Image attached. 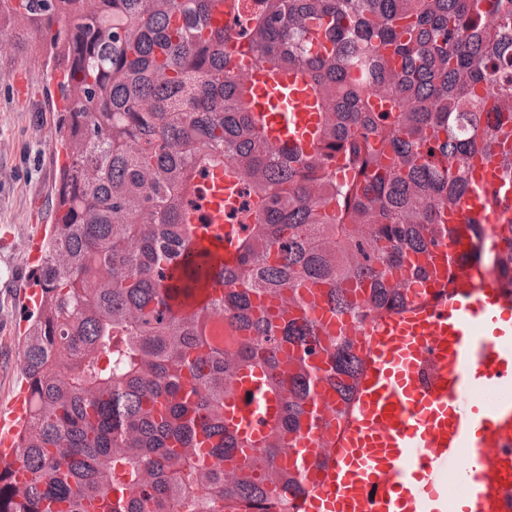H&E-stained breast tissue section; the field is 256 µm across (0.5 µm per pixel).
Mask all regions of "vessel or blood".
<instances>
[{
  "instance_id": "vessel-or-blood-1",
  "label": "vessel or blood",
  "mask_w": 512,
  "mask_h": 512,
  "mask_svg": "<svg viewBox=\"0 0 512 512\" xmlns=\"http://www.w3.org/2000/svg\"><path fill=\"white\" fill-rule=\"evenodd\" d=\"M224 51L268 147L311 150V97L269 96L271 87L292 85L291 75L252 70L244 42L228 41ZM494 172V158H486L428 279L411 285L404 307L358 324L336 318L361 371L351 402L320 387L314 421L286 437L290 451L279 462L306 488L296 512H512V288L463 260L472 249L471 221L494 228L512 217L493 204ZM204 183L209 203L189 216L192 247L235 263L224 213L240 203L238 181L219 165ZM234 386L226 413L245 445L219 460L227 471L247 466L267 444L284 406L280 393L262 390L248 374Z\"/></svg>"
}]
</instances>
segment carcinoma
<instances>
[{
	"label": "carcinoma",
	"mask_w": 512,
	"mask_h": 512,
	"mask_svg": "<svg viewBox=\"0 0 512 512\" xmlns=\"http://www.w3.org/2000/svg\"><path fill=\"white\" fill-rule=\"evenodd\" d=\"M215 2L0 0V21L58 24L46 50L69 101L45 298L22 341L25 479L0 470V512H292L305 488L278 466L282 443L239 474L209 463L242 447L224 424L233 377L276 380L277 434L300 427L324 381L350 401L349 339L324 348L325 369L307 363L323 328L290 317L305 290L357 322L402 308L398 277L428 278L474 160L499 148L512 182V0H259L235 29L212 24ZM229 39L253 69L311 80L313 154L266 147ZM218 163L265 201L233 266L193 251L185 222ZM495 256L512 264V229ZM209 282L196 315L172 312ZM213 315L238 347L214 342Z\"/></svg>",
	"instance_id": "obj_1"
}]
</instances>
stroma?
Masks as SVG:
<instances>
[{"instance_id":"1","label":"stroma","mask_w":512,"mask_h":512,"mask_svg":"<svg viewBox=\"0 0 512 512\" xmlns=\"http://www.w3.org/2000/svg\"><path fill=\"white\" fill-rule=\"evenodd\" d=\"M49 33L11 26L0 35V406L22 381L18 340L20 294L27 284L25 245L40 225H52L61 141L56 132L58 90L49 83L43 44Z\"/></svg>"}]
</instances>
